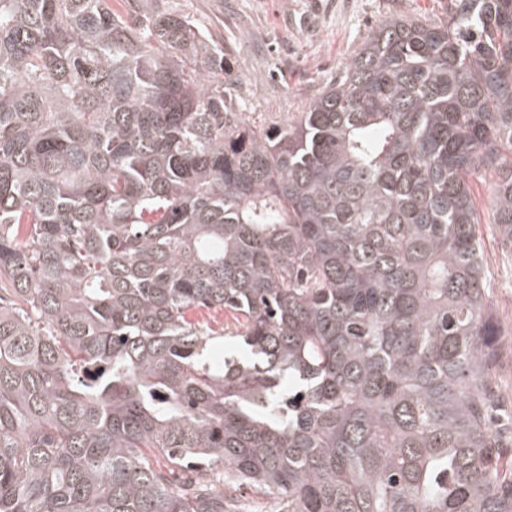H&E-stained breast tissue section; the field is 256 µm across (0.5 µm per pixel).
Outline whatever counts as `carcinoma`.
I'll return each mask as SVG.
<instances>
[{
    "instance_id": "carcinoma-1",
    "label": "carcinoma",
    "mask_w": 512,
    "mask_h": 512,
    "mask_svg": "<svg viewBox=\"0 0 512 512\" xmlns=\"http://www.w3.org/2000/svg\"><path fill=\"white\" fill-rule=\"evenodd\" d=\"M235 86L157 0H0V512H512V0L387 18L281 127ZM494 178H485V180L474 181L473 191L478 203V209L481 221L487 222L489 219L491 199L493 197ZM488 266V301L496 312L501 335L498 337L499 361L494 370L496 394L505 409H512V254L500 242L485 237Z\"/></svg>"
}]
</instances>
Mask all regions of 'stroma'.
I'll return each instance as SVG.
<instances>
[{"mask_svg": "<svg viewBox=\"0 0 512 512\" xmlns=\"http://www.w3.org/2000/svg\"><path fill=\"white\" fill-rule=\"evenodd\" d=\"M214 39L238 81L248 117L265 124L295 119L333 81L363 36L393 15L445 19L448 0H165ZM488 301L501 334L496 394L512 409V254L484 243Z\"/></svg>", "mask_w": 512, "mask_h": 512, "instance_id": "stroma-1", "label": "stroma"}]
</instances>
